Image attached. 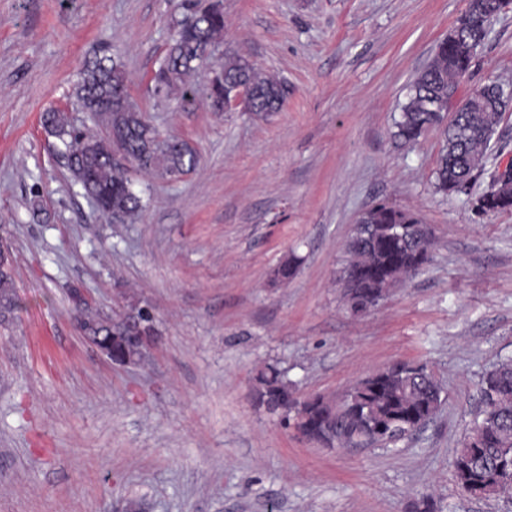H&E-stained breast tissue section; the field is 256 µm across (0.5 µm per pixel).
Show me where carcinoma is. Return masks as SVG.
Listing matches in <instances>:
<instances>
[{
	"mask_svg": "<svg viewBox=\"0 0 512 512\" xmlns=\"http://www.w3.org/2000/svg\"><path fill=\"white\" fill-rule=\"evenodd\" d=\"M467 12L472 25L485 28L502 14L500 0H471ZM194 24L173 21V34L165 56L153 76L151 95L159 102L187 107L195 101V74L219 67L223 80L208 84L209 99L231 94L245 83L253 93V111L276 112L285 99V83L259 72L240 57L209 59L204 49L215 48L224 36V14L211 13L196 5ZM473 39L463 31L458 39L440 41L434 56L410 84L406 102L395 121V136L413 143L439 120L434 103L448 111V92L471 69L475 55ZM75 106L91 117L93 127L78 128L64 110L42 115L47 133L60 142L71 178L98 211L117 215L123 224L133 223L144 210L143 198L127 176V168L113 159L120 146L136 168L162 179H176L194 168L195 151L186 142L161 137L139 106L129 101L122 65L103 55L89 60L75 88ZM506 104L491 91L455 111L444 129L445 145L435 171L437 191L446 195L469 194L483 170V157L490 146ZM486 214L512 210V180L503 181L476 198ZM419 222L415 212L378 205L362 236L348 245V260L342 273L349 276L343 287L354 289L347 301L370 300L418 272L431 259V237L395 235L396 226L410 228ZM16 305L11 273L0 269V314ZM93 323L89 335L106 339L126 337L132 331L102 314H88ZM255 390L258 403L271 413L282 410L290 394L288 380L273 366L260 371ZM480 412L464 436L451 462L459 487L479 486L486 496L512 492V359L498 363L482 379ZM441 406L440 387L428 371L419 375L394 366L367 382L361 390H347L337 399L317 396L295 408L292 417L301 422L309 440L321 444L327 437L341 448H361L380 432L384 437L411 435L427 424Z\"/></svg>",
	"mask_w": 512,
	"mask_h": 512,
	"instance_id": "cac0c4a2",
	"label": "carcinoma"
}]
</instances>
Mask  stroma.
Returning a JSON list of instances; mask_svg holds the SVG:
<instances>
[{"label": "stroma", "mask_w": 512, "mask_h": 512, "mask_svg": "<svg viewBox=\"0 0 512 512\" xmlns=\"http://www.w3.org/2000/svg\"><path fill=\"white\" fill-rule=\"evenodd\" d=\"M465 0H224L221 53L288 87L280 111L188 110L148 93L189 0H0V242L18 306L0 321V512H512L463 493L451 467L479 384L512 358V211L472 199L512 158L503 113L466 195L434 186L440 128L392 136L407 86ZM191 172L131 178L145 210L115 224L75 185L41 115L69 109L96 54ZM512 86V11L489 27L467 95ZM383 203L433 230L432 259L368 313L337 283L359 215ZM293 278L274 272L290 256ZM155 317L148 358L119 366L78 335L69 290ZM396 363L443 404L397 444L326 448L254 399L268 365L299 398L333 397Z\"/></svg>", "instance_id": "35a3bbf8"}]
</instances>
